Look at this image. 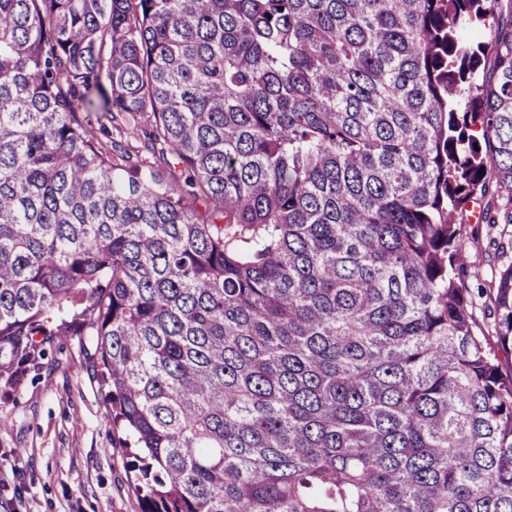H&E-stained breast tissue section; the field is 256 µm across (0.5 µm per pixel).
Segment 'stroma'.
Returning a JSON list of instances; mask_svg holds the SVG:
<instances>
[{"instance_id":"stroma-1","label":"stroma","mask_w":512,"mask_h":512,"mask_svg":"<svg viewBox=\"0 0 512 512\" xmlns=\"http://www.w3.org/2000/svg\"><path fill=\"white\" fill-rule=\"evenodd\" d=\"M462 278L474 318L494 333L489 288L512 262V236L499 226L468 223ZM108 389L87 337H55L39 371L0 393V468L20 480L0 486V512H143L130 483L129 456L112 438Z\"/></svg>"}]
</instances>
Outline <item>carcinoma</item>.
<instances>
[{
  "label": "carcinoma",
  "instance_id": "obj_1",
  "mask_svg": "<svg viewBox=\"0 0 512 512\" xmlns=\"http://www.w3.org/2000/svg\"><path fill=\"white\" fill-rule=\"evenodd\" d=\"M486 197L512 0H0V382L90 337L144 512H512ZM479 223L470 220L464 229V236L470 239L462 279L473 299L476 323L494 342L495 316L489 287L503 265L512 261V236L500 235L501 224Z\"/></svg>",
  "mask_w": 512,
  "mask_h": 512
}]
</instances>
